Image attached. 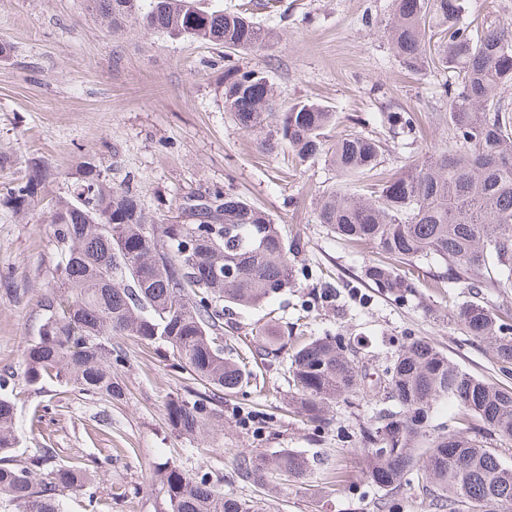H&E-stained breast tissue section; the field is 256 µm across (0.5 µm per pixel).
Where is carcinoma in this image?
I'll return each instance as SVG.
<instances>
[{
    "instance_id": "1",
    "label": "carcinoma",
    "mask_w": 512,
    "mask_h": 512,
    "mask_svg": "<svg viewBox=\"0 0 512 512\" xmlns=\"http://www.w3.org/2000/svg\"><path fill=\"white\" fill-rule=\"evenodd\" d=\"M93 11L121 32L139 27L183 35L227 51L265 48L275 38L269 27L242 10L201 5L200 0H89ZM468 0H393L389 41L401 65L419 72L433 65L455 76L443 84L448 126L459 140L453 154H431L363 194L334 190L318 203L317 216L353 246L369 244L375 257L363 279L398 296L420 279L410 269L434 260L438 282L458 288H512V104L499 91L512 86V24L498 19L473 32L463 23ZM224 111L243 131L259 135L271 150L284 144L303 163L322 155L344 179L359 180L379 164L383 144L345 134L328 144L336 114L314 101L275 105L271 87L254 69L233 72L224 87ZM47 178L34 165L26 181L10 189L3 204L20 209ZM178 220L156 222L137 195L115 187L93 161H86L74 197L55 201L49 221L64 257L53 273L56 288L47 299L40 336L24 353L25 380L36 386L55 378L73 383L88 397L112 396V337L130 335L147 344L167 345L179 364L210 387V395L169 403L173 428L197 432L221 415L216 398L232 396L252 378L246 364L224 357L218 344L224 315L254 308L293 285L288 242L269 213L230 189L193 193L177 207ZM150 225L153 232L144 233ZM498 268V276L490 275ZM465 335L492 346L504 370L512 367V336L480 300L452 313ZM290 348L286 371L291 401L307 424L323 420L329 404L364 389L395 403L381 408L377 421L361 429L359 460L378 486L393 489L417 472L422 490L467 512H512V467L475 435L481 427L512 441V388L486 381L448 359L431 342L414 339L391 363L367 373L352 350L334 337L262 336L254 355L277 360ZM0 505L12 512H64L69 489H91L98 475L73 464L50 477L12 462L16 446L15 405L1 390ZM457 409L452 430L430 425L436 403ZM459 449L448 455V449ZM238 470L264 486L273 476L295 482L311 471L310 461L291 450L274 458H242ZM169 512H258L253 500L224 493L209 473L166 471Z\"/></svg>"
}]
</instances>
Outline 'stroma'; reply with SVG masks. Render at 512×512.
<instances>
[{
	"mask_svg": "<svg viewBox=\"0 0 512 512\" xmlns=\"http://www.w3.org/2000/svg\"><path fill=\"white\" fill-rule=\"evenodd\" d=\"M392 2L282 0L278 12L256 13L278 32L274 45L229 55L219 45L135 27L114 34L87 0H0V41L11 46L0 56V197L32 165L50 171L35 201L17 212L0 206V370L16 377L13 458L24 463L47 448L40 477L70 463L102 476L96 505L68 491L66 512H166L161 473L171 466L207 472L224 492L259 501L263 512H436L417 477L387 490L362 474L359 432L379 403L338 400L328 424L313 429L288 404L283 366L252 363L253 336L263 327L341 336L372 372L404 342L423 338L463 370L510 386L512 373L484 341L464 335L449 310L478 295L512 324V289L449 284L396 297L365 283L368 249L347 245L317 218L319 200L340 183L335 169L323 157L299 162L284 145L262 151L224 110L232 67L263 72L279 105L307 98L328 106L336 114L329 137L352 131L385 147L377 168L356 181L360 190L424 155L454 151L439 92L450 75L401 69L387 37ZM389 112L417 114L422 137L394 133L383 120ZM90 159L154 218L174 216L187 195L230 188L272 214L297 245L293 286L224 323L225 355L250 361L254 377L219 403L224 420L204 433L175 430L167 404L204 394L207 385L171 351L134 336L112 340L119 396L91 398L53 379L33 389L22 378L62 257L49 206L68 195ZM283 448L312 462L307 480L261 488L239 475L242 457ZM337 471L343 481H333Z\"/></svg>",
	"mask_w": 512,
	"mask_h": 512,
	"instance_id": "obj_1",
	"label": "stroma"
}]
</instances>
